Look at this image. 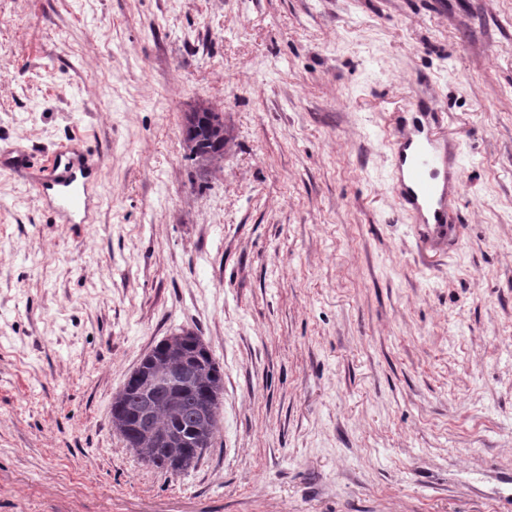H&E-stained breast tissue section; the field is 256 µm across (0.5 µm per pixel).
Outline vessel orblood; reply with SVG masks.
Masks as SVG:
<instances>
[{
  "label": "vessel or blood",
  "instance_id": "obj_1",
  "mask_svg": "<svg viewBox=\"0 0 512 512\" xmlns=\"http://www.w3.org/2000/svg\"><path fill=\"white\" fill-rule=\"evenodd\" d=\"M388 142L401 209L432 245L455 239L457 227L449 222L448 207L451 197L460 193L464 173L456 143L442 145L440 136L430 128H411L398 120L388 132ZM46 162V174H34L32 152L20 150L10 165L31 171L33 185L51 192L57 211L66 221L89 222L95 163L75 149L55 151Z\"/></svg>",
  "mask_w": 512,
  "mask_h": 512
}]
</instances>
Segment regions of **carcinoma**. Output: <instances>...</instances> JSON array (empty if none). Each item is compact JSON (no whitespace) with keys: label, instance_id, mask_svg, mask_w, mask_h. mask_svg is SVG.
Instances as JSON below:
<instances>
[{"label":"carcinoma","instance_id":"carcinoma-1","mask_svg":"<svg viewBox=\"0 0 512 512\" xmlns=\"http://www.w3.org/2000/svg\"><path fill=\"white\" fill-rule=\"evenodd\" d=\"M183 136L196 168L223 167L230 142L224 113L208 107L186 113ZM175 368L180 382L161 385ZM223 391L224 373L209 348L183 330L155 345L112 396V427L142 461L181 474L213 446Z\"/></svg>","mask_w":512,"mask_h":512}]
</instances>
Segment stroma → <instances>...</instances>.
Here are the masks:
<instances>
[{
	"mask_svg": "<svg viewBox=\"0 0 512 512\" xmlns=\"http://www.w3.org/2000/svg\"><path fill=\"white\" fill-rule=\"evenodd\" d=\"M415 95L465 168L443 248L385 141ZM64 147L92 223L0 169V512H512V0H0V155ZM183 329L224 394L173 476L112 395ZM187 158L199 170L221 169L230 136L224 128V115L214 109L202 107L185 114L183 127Z\"/></svg>",
	"mask_w": 512,
	"mask_h": 512,
	"instance_id": "obj_1",
	"label": "stroma"
}]
</instances>
